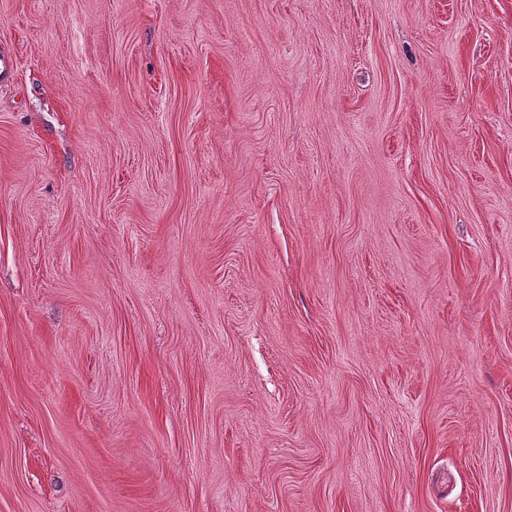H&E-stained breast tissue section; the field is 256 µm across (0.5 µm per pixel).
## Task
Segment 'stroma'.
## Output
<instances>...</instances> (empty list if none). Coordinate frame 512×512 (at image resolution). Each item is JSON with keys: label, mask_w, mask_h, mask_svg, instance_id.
<instances>
[{"label": "stroma", "mask_w": 512, "mask_h": 512, "mask_svg": "<svg viewBox=\"0 0 512 512\" xmlns=\"http://www.w3.org/2000/svg\"><path fill=\"white\" fill-rule=\"evenodd\" d=\"M0 512H512V0H0Z\"/></svg>", "instance_id": "stroma-1"}]
</instances>
